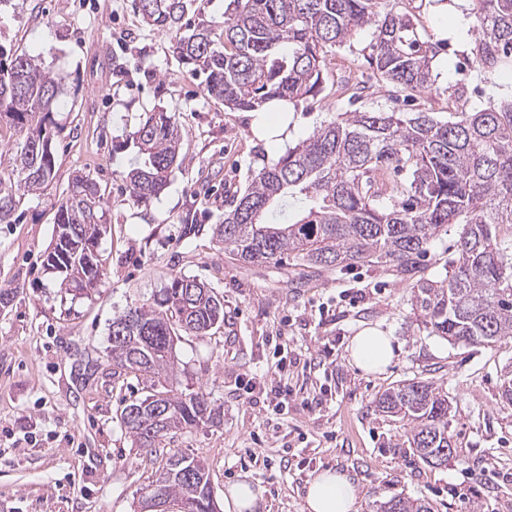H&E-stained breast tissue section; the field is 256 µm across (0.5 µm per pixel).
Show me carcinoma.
I'll use <instances>...</instances> for the list:
<instances>
[{"mask_svg": "<svg viewBox=\"0 0 512 512\" xmlns=\"http://www.w3.org/2000/svg\"><path fill=\"white\" fill-rule=\"evenodd\" d=\"M191 0H135L144 22L175 34L172 52L204 90L224 105L253 111L275 99L306 101L324 86L326 53L368 25L375 27L369 63L388 83L421 92L430 88L441 43L420 38L412 16L381 12V0H232L224 22L183 23ZM478 37L472 48L483 72L512 69V0H476ZM63 94L62 80L25 54L0 45V118L24 133L0 170V223L8 224L16 194L47 187L55 177L48 126ZM37 138L43 147L26 150ZM176 113L155 107L133 132L136 167L127 175L135 202L157 198L178 166ZM293 200L294 222L267 215ZM104 194L77 175L55 214L57 261L46 260L66 291L90 295L104 269L97 253L105 229ZM463 225L457 257L444 281L413 287L415 306L437 335L469 344L512 337V245L499 226L512 224V94L487 106L440 120L430 112H341L278 160L262 167L233 196L214 234L238 260L262 265L288 256L300 265L333 269L379 264L414 271L433 237ZM132 318L122 337H109L112 375L142 378L148 394L127 404L121 421L145 452L169 435L213 424L220 411L205 394L174 387L173 339L207 336L224 324V303L206 283L176 275L162 297L116 317ZM379 409L414 423L410 449L438 465L452 452L448 393L428 381L385 391ZM165 503L178 512H214L205 462L174 452L155 471ZM395 512H432L429 502L393 496Z\"/></svg>", "mask_w": 512, "mask_h": 512, "instance_id": "1", "label": "carcinoma"}]
</instances>
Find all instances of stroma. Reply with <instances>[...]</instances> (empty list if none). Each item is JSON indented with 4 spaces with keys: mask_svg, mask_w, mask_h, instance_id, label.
Here are the masks:
<instances>
[{
    "mask_svg": "<svg viewBox=\"0 0 512 512\" xmlns=\"http://www.w3.org/2000/svg\"><path fill=\"white\" fill-rule=\"evenodd\" d=\"M413 15L422 39L441 41L434 84L402 92L368 61L373 28L329 50L326 87L293 107L285 140L256 136L253 116L209 96L173 57L172 36L146 25L134 0H0V45L58 74L66 89L54 114L56 176L19 196L0 224V512H135L158 463L133 447L121 411L147 393L145 382L106 368L115 316L159 296L172 276L199 279L224 300L223 326L177 343L180 389L206 393L221 422L176 434L168 451L209 467L213 497L248 478L262 490L259 512H303L304 489L326 468L356 476V512H380L393 496L420 498L434 512H512V337L489 345L432 332L412 287L446 279L461 225L429 245L415 271L377 265L327 269L282 260H237L213 235L234 192L266 164L339 112L450 113L512 92V71L480 72L471 0H390ZM176 113L180 161L149 205L132 201L125 142L145 112ZM105 194L99 244L105 275L88 297L68 294L44 267L54 217L74 175ZM374 327L394 338L387 371L366 375L346 347ZM448 393L452 452L441 465L413 455L412 424L378 410L387 389L409 380ZM289 391L276 409L267 394Z\"/></svg>",
    "mask_w": 512,
    "mask_h": 512,
    "instance_id": "35a3bbf8",
    "label": "stroma"
}]
</instances>
